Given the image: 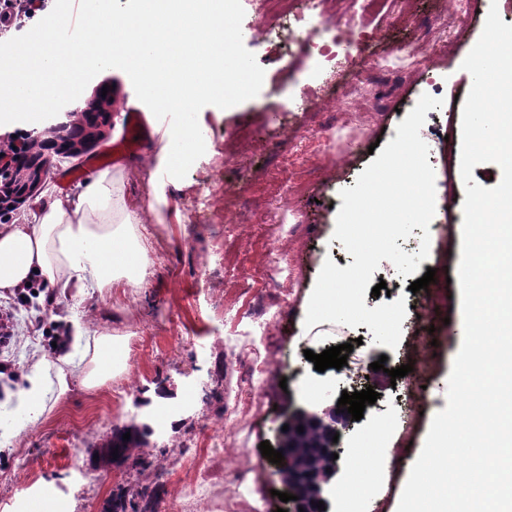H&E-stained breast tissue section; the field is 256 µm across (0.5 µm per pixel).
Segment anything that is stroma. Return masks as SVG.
Wrapping results in <instances>:
<instances>
[{
    "mask_svg": "<svg viewBox=\"0 0 512 512\" xmlns=\"http://www.w3.org/2000/svg\"><path fill=\"white\" fill-rule=\"evenodd\" d=\"M429 20L437 22L449 50L427 72L411 68L399 53ZM376 25L379 34L367 50L387 56L386 67L368 70L357 64L329 80L309 58L292 54L274 61L260 38H244L265 71L262 89L228 109H201L198 122L207 136L206 151L183 179L173 182L156 172V141L114 164V171L125 175L126 196L140 207H147L152 184L163 185L170 217L164 224L148 221L140 226L150 260L141 287L119 284L101 295L75 296L51 306L34 298L18 310L16 339L0 350V363L9 366L0 373V512H30V503L38 500L64 512H102L111 493L121 487L133 493L138 507L158 504L162 512H252L259 495L267 512L280 507L292 512L293 502L278 498L288 490L280 467L262 456L259 445L276 443L294 411L317 408L328 394L340 396L342 373L315 370L304 352L319 354L344 343L353 346L349 370L368 374L379 397L339 439L343 454L328 496L329 512H342L337 490L347 484L359 490L360 512H397L431 421L447 406L448 377L462 343L457 277L463 212L451 207L449 189L462 187L463 180L459 160L448 157L444 119H426L420 131L435 174L436 212L428 229L412 231L416 239L430 236L428 258L418 271H436L435 283L426 290L434 333L415 343L402 336L392 349L375 344L367 325L322 322L308 329L304 318L324 261L340 268L353 261L333 237L343 204L341 190L354 186L372 162L369 146L391 140L393 129L410 111L411 99L423 92L429 78H436L450 98L471 89L473 79L462 63L485 19L475 15L456 20L452 0H414L411 13L393 12ZM320 83L339 93L338 102L324 95L315 111L300 113L304 92ZM312 169L317 177L303 182L296 197L298 218L284 227L266 223L267 213L279 202L285 171ZM228 172L234 176L230 194L216 199L205 219H198L196 200ZM242 181L247 184L243 193L237 190ZM264 241L277 247L280 264L292 275L276 289L286 305L270 329L259 332L252 317L233 305L238 296L254 294L243 269L230 268L214 278L206 267L222 254L231 259L254 256ZM382 281L386 293L366 294L367 308L401 297L414 302L411 277L398 275L386 260L371 279L375 285ZM75 320L92 330L106 325L129 331L127 371L95 390L72 380L64 396L47 394L43 415L21 422L19 414L4 408L5 392L14 387L32 355L56 358L46 336L66 333ZM417 353L425 367L426 388L414 393L405 420L389 371ZM379 360L385 371H371V363ZM253 366L267 367L269 374L263 385L249 389L244 375ZM134 419L149 422L153 429L143 461L94 468V446ZM218 427L224 430V441L216 451L224 456L225 472L245 471L247 480H227L190 494L195 479L182 469V454Z\"/></svg>",
    "mask_w": 512,
    "mask_h": 512,
    "instance_id": "stroma-1",
    "label": "stroma"
}]
</instances>
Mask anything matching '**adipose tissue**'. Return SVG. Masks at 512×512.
<instances>
[{"label": "adipose tissue", "mask_w": 512, "mask_h": 512, "mask_svg": "<svg viewBox=\"0 0 512 512\" xmlns=\"http://www.w3.org/2000/svg\"><path fill=\"white\" fill-rule=\"evenodd\" d=\"M123 183V173L100 170L77 192L40 206L35 223L0 227V292L23 288L36 274L60 295L70 288L99 292L121 282L141 284L148 246ZM72 339L75 349L60 356V368H50L41 357L32 360L25 386L9 398L14 409L28 415L43 410L48 377H55L62 396L71 378L92 390L125 371V335L78 322Z\"/></svg>", "instance_id": "ef3b65f1"}]
</instances>
